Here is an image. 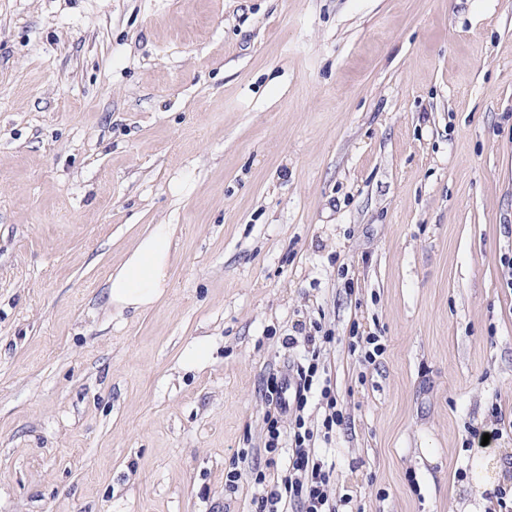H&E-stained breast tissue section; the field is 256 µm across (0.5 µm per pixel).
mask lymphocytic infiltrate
Returning <instances> with one entry per match:
<instances>
[{"label": "lymphocytic infiltrate", "instance_id": "1", "mask_svg": "<svg viewBox=\"0 0 512 512\" xmlns=\"http://www.w3.org/2000/svg\"><path fill=\"white\" fill-rule=\"evenodd\" d=\"M296 329L307 346L304 363L297 365L295 374L272 376L266 385L269 409L263 452L269 466L280 464L284 470L273 483L265 472L257 473L255 482L264 491L253 499L254 512H342L353 504L354 497L335 494L334 469L317 449L343 419L328 369L320 358L323 345L331 343L335 333L318 322L300 323ZM315 396L324 414L321 421L312 423L304 410Z\"/></svg>", "mask_w": 512, "mask_h": 512}]
</instances>
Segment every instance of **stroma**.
Here are the masks:
<instances>
[{
    "mask_svg": "<svg viewBox=\"0 0 512 512\" xmlns=\"http://www.w3.org/2000/svg\"><path fill=\"white\" fill-rule=\"evenodd\" d=\"M154 224L170 287L112 316ZM509 256L512 0H0V512H253L266 381L314 320L336 490L481 512ZM350 336L353 340L349 342L350 352H358L362 362L372 364L376 361L377 357L382 356L385 351V346L380 343V338L377 336H363L355 331ZM210 358V341L207 336L199 337L184 352L182 363L186 368L205 366Z\"/></svg>",
    "mask_w": 512,
    "mask_h": 512,
    "instance_id": "obj_1",
    "label": "stroma"
}]
</instances>
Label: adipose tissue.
Here are the masks:
<instances>
[{"label":"adipose tissue","instance_id":"ef3b65f1","mask_svg":"<svg viewBox=\"0 0 512 512\" xmlns=\"http://www.w3.org/2000/svg\"><path fill=\"white\" fill-rule=\"evenodd\" d=\"M175 227L153 225L124 262L106 279L107 304L116 313L152 309L167 293L173 264Z\"/></svg>","mask_w":512,"mask_h":512}]
</instances>
